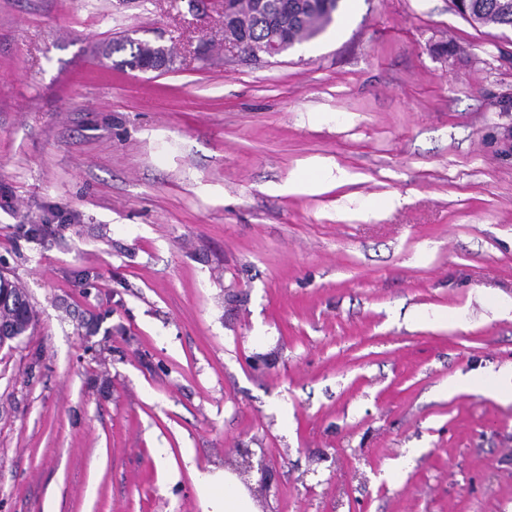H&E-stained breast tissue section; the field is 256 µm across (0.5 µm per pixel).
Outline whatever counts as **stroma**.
I'll return each mask as SVG.
<instances>
[{
    "mask_svg": "<svg viewBox=\"0 0 512 512\" xmlns=\"http://www.w3.org/2000/svg\"><path fill=\"white\" fill-rule=\"evenodd\" d=\"M0 275V512H203L242 448L260 512H512V29L341 0L252 61L209 0H0ZM148 45L149 43L127 36L123 40L117 41L112 45V52L129 51V59L124 60L123 64L131 68L134 64H139L143 59L145 52L149 50ZM1 287L9 288V292L12 295L9 303L0 306L1 325L18 323L23 329L31 330L35 323L36 315L25 290L7 279L3 282V285L1 284Z\"/></svg>",
    "mask_w": 512,
    "mask_h": 512,
    "instance_id": "1",
    "label": "stroma"
}]
</instances>
